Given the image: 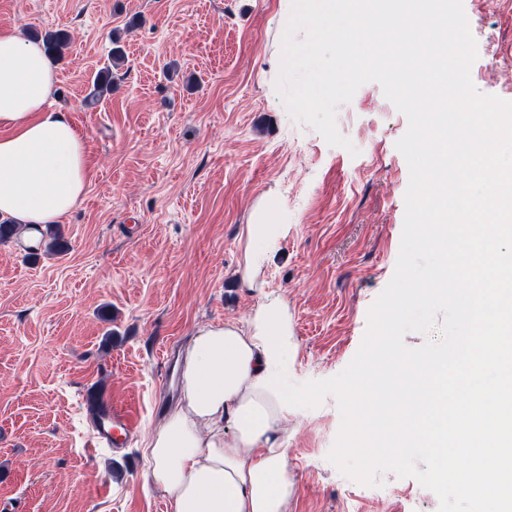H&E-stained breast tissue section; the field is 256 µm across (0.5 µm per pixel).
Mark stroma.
Masks as SVG:
<instances>
[{
  "mask_svg": "<svg viewBox=\"0 0 512 512\" xmlns=\"http://www.w3.org/2000/svg\"><path fill=\"white\" fill-rule=\"evenodd\" d=\"M463 7L475 88L512 101V0ZM287 21L281 0H0V30L71 35L49 104L89 167L52 227L63 253L0 240V512H167L145 478L146 441L180 395L164 357L256 304L236 282L239 234L267 193L288 226L265 279L292 316L291 381L334 377L358 351L400 251L408 120L368 82L336 111L352 149L295 121L277 88ZM106 69L111 93L90 99ZM94 383L137 415L120 452L89 448ZM340 422L331 396L289 408L288 512H438L415 478L344 476L327 459Z\"/></svg>",
  "mask_w": 512,
  "mask_h": 512,
  "instance_id": "stroma-1",
  "label": "stroma"
}]
</instances>
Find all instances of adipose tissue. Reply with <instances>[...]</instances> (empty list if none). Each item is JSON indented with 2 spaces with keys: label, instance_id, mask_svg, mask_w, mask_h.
I'll list each match as a JSON object with an SVG mask.
<instances>
[{
  "label": "adipose tissue",
  "instance_id": "1",
  "mask_svg": "<svg viewBox=\"0 0 512 512\" xmlns=\"http://www.w3.org/2000/svg\"><path fill=\"white\" fill-rule=\"evenodd\" d=\"M56 71L42 44L0 31V216L28 228L59 222L84 198V139L47 100ZM269 195L242 225L241 287L259 300L245 320L206 324L180 357L182 396L148 437L146 478L168 512H287L284 445L293 326L288 305L263 298L264 272L287 225Z\"/></svg>",
  "mask_w": 512,
  "mask_h": 512
}]
</instances>
